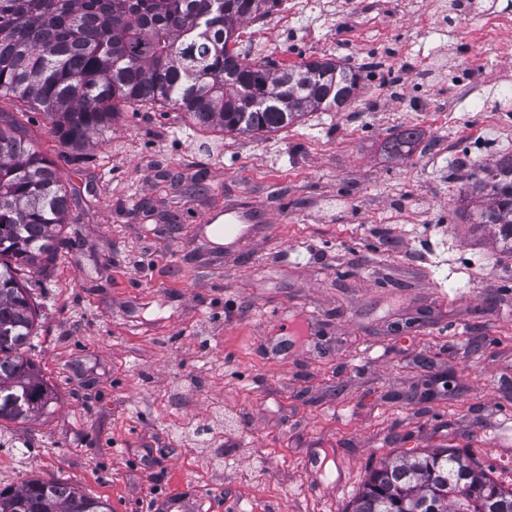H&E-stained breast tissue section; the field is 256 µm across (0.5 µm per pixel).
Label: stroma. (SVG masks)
<instances>
[{"instance_id": "stroma-1", "label": "stroma", "mask_w": 512, "mask_h": 512, "mask_svg": "<svg viewBox=\"0 0 512 512\" xmlns=\"http://www.w3.org/2000/svg\"><path fill=\"white\" fill-rule=\"evenodd\" d=\"M281 64L374 66L350 112L272 134H194L121 112L81 162L40 114L23 138L71 195L31 286L30 359L57 399L0 422V490L70 484L112 512H347L374 467L458 448L512 484V252L460 212L470 173L512 154L506 0H307ZM420 142L395 154L388 138ZM256 209L227 250L209 213ZM322 460L308 473L309 458Z\"/></svg>"}]
</instances>
